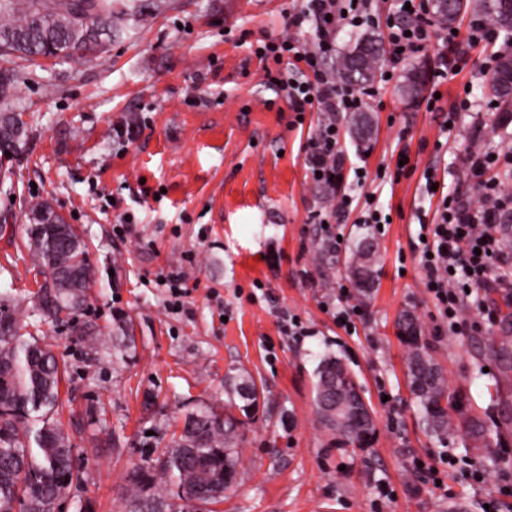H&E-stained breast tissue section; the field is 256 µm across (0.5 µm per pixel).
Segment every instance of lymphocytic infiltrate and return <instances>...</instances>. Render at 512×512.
Masks as SVG:
<instances>
[{"label": "lymphocytic infiltrate", "instance_id": "obj_1", "mask_svg": "<svg viewBox=\"0 0 512 512\" xmlns=\"http://www.w3.org/2000/svg\"><path fill=\"white\" fill-rule=\"evenodd\" d=\"M371 0H304L302 9L288 18L289 26L299 28L314 22L317 40L300 46L293 38L258 41L254 54L262 61H273L265 69L263 81L276 89L297 116L318 112L323 120L314 135L307 138L303 150L310 172L319 183L340 185L344 179L345 157L340 149L342 127L339 113L360 111L368 86L341 83L334 73L322 66L323 56L331 51L337 30L373 25ZM404 23L389 24L387 40L390 61L400 64L428 46L434 38L445 37L449 43L483 41L482 28L472 27L467 34L440 33L428 16L426 0H412ZM292 58V69L283 71V58ZM495 160L487 152L470 150L466 164L480 191L479 201L467 196L443 200L431 238L424 241L421 268L425 286L437 300L444 316L453 318L461 310L470 292L486 287L494 264L504 262L499 247L498 226L503 214L512 207V190L492 176Z\"/></svg>", "mask_w": 512, "mask_h": 512}]
</instances>
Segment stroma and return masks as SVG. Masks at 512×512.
<instances>
[{"mask_svg": "<svg viewBox=\"0 0 512 512\" xmlns=\"http://www.w3.org/2000/svg\"><path fill=\"white\" fill-rule=\"evenodd\" d=\"M144 7L112 32L101 56L36 66L17 62L13 111L28 123L25 153L13 186L0 187V295L26 318L39 277L22 245L28 207L48 201L89 243L95 280L75 320L99 333L96 348L77 342L69 326L49 320L30 331L66 367L65 428L85 462L84 481L68 512H124L126 473L161 448L184 418L223 407L233 376L248 372L263 392L243 430V464L220 512H374L376 480L395 499L386 512H479L497 501L512 512V437L464 450L425 434L407 381V349L398 335L403 312L418 317L448 379L485 421L498 415L484 354L512 302L497 288L479 290L462 312L471 327L455 335L427 292L419 265L422 223L436 219L425 192L433 171L443 196L478 190L464 164L469 134L481 129L491 153L512 155V120L488 109L493 95L482 71L497 44L449 57L443 43L398 65L375 82L365 109L375 133L368 147L345 133L349 166L365 168L364 184L346 178L351 216L333 231L327 250L316 211L334 192L314 183L302 145L318 127L293 114L260 83L250 51L263 38L288 32L302 0H143ZM427 70L442 98L434 111L408 103V68ZM135 126L132 137L117 125ZM411 171L397 174L400 152ZM390 213L383 232L358 224L366 202ZM127 225H119V216ZM376 244L375 285L349 335L334 318L346 266L359 240ZM186 273L181 307L161 275ZM297 315L305 332L286 335L283 316ZM131 328L135 346L112 355L111 336ZM336 355L354 374L371 411L375 435L361 448L337 445L313 405L320 355ZM447 452L480 464L484 480L453 486L451 495L414 487L413 457Z\"/></svg>", "mask_w": 512, "mask_h": 512, "instance_id": "obj_1", "label": "stroma"}]
</instances>
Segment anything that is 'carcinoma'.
Instances as JSON below:
<instances>
[{
  "label": "carcinoma",
  "instance_id": "cac0c4a2",
  "mask_svg": "<svg viewBox=\"0 0 512 512\" xmlns=\"http://www.w3.org/2000/svg\"><path fill=\"white\" fill-rule=\"evenodd\" d=\"M430 5L443 25L454 24L462 13L476 14L512 43V0H432ZM136 13V0H0V57L31 62L36 55L53 54L66 62L75 50L101 55L106 49L101 36ZM385 53L381 38L360 37L336 61L339 79L372 83L382 74ZM15 84V75L0 74V106L12 100ZM489 84L500 111L512 112V53L498 55ZM425 86L424 72L414 68L405 76L401 95L413 102ZM26 220L23 244L33 267L44 276L32 315L58 320L63 314L70 320L95 275L88 245L79 229L56 215L47 201L34 203ZM374 256V244L360 245L347 267L365 298L374 285ZM2 319L7 320V330H0V512H52L56 501L80 487L84 475L79 450L60 420L65 367L38 339L24 337L25 325L15 306L0 295ZM399 327L408 349L410 388L427 433L438 439L459 436L466 448H487L491 440L512 433V330L504 328L490 337L498 364L494 389L502 406L500 423L492 430L456 403L414 314L403 313ZM132 344L134 336L124 329L112 337V354L122 356ZM334 367L336 358L326 356L315 370L317 407L329 387L344 402L355 391L356 380ZM245 386L255 383L242 374L224 402V412L206 406L187 415L183 430L158 458L130 469L125 512H218L224 491L236 482L243 462L242 429L258 404L255 398H242ZM320 422L342 443L360 448L375 432L372 426L352 429L324 417Z\"/></svg>",
  "mask_w": 512,
  "mask_h": 512
}]
</instances>
